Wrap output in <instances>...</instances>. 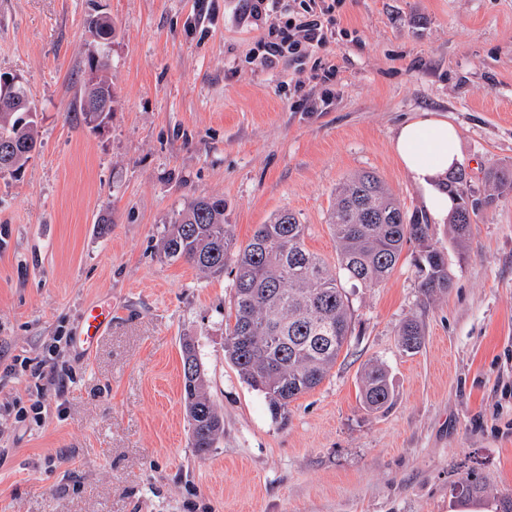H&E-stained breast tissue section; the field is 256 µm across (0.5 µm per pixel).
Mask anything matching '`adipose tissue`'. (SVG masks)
I'll use <instances>...</instances> for the list:
<instances>
[{
	"label": "adipose tissue",
	"mask_w": 512,
	"mask_h": 512,
	"mask_svg": "<svg viewBox=\"0 0 512 512\" xmlns=\"http://www.w3.org/2000/svg\"><path fill=\"white\" fill-rule=\"evenodd\" d=\"M391 148L420 193L434 220L445 219L454 207L443 188L450 171L462 162L457 128L431 112H420L397 130Z\"/></svg>",
	"instance_id": "ef3b65f1"
}]
</instances>
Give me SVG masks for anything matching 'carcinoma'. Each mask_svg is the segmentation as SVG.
I'll list each match as a JSON object with an SVG mask.
<instances>
[{"label":"carcinoma","mask_w":512,"mask_h":512,"mask_svg":"<svg viewBox=\"0 0 512 512\" xmlns=\"http://www.w3.org/2000/svg\"><path fill=\"white\" fill-rule=\"evenodd\" d=\"M109 44L88 47L89 77L80 88L83 123L92 121L87 95L105 94L112 87ZM25 85L12 99L0 102V176L21 180L37 150L35 126L39 112ZM483 197L489 208L512 196V166L490 169ZM448 193L460 201L448 216L455 247L466 250L477 209L465 207L474 195L462 167L448 176ZM336 239V267L305 247V228L295 213L283 209L257 226L244 246L236 244L231 225L224 223V198L195 197L170 221L161 250L170 260H182L204 277L220 276L227 266L233 279L234 312L228 315L225 357L248 385L264 393L271 413L285 414L288 405L318 386L335 366L352 334L350 299L346 285H379L396 269L404 245L420 246L415 266L426 299L448 292L452 278L447 256L430 242V225L408 215L399 199L372 172L343 183L328 214ZM424 341L419 323L405 320L397 333L402 351L414 353ZM184 380L183 406L190 427V445L206 455L224 434V424L205 391L206 375L191 339L181 346ZM359 399L368 413L389 408L394 390L388 365L369 361L359 379ZM484 476L472 472L451 486L457 498L470 499L486 491Z\"/></svg>","instance_id":"1"}]
</instances>
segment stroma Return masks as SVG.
I'll return each instance as SVG.
<instances>
[{"instance_id":"1","label":"stroma","mask_w":512,"mask_h":512,"mask_svg":"<svg viewBox=\"0 0 512 512\" xmlns=\"http://www.w3.org/2000/svg\"><path fill=\"white\" fill-rule=\"evenodd\" d=\"M244 0H0V72L39 111L21 181L0 177V512H455L475 469L512 495V198L481 211L466 254L432 223L452 286L419 289L417 243L387 281L352 291L347 349L314 390L273 418L224 357L233 273L204 278L164 257V229L197 196L224 199L237 244L287 208L328 263L337 187L376 173L408 213L421 197L390 149L418 112L459 132L476 194L512 164V0H338L326 44L271 67L268 22ZM112 40V114L74 110L89 22ZM111 222L100 225V215ZM112 325L74 349L87 311ZM416 318L425 342L397 344ZM193 338L224 436L189 442L181 343ZM385 360L393 405L366 413L359 373ZM26 362V375L9 364Z\"/></svg>"}]
</instances>
